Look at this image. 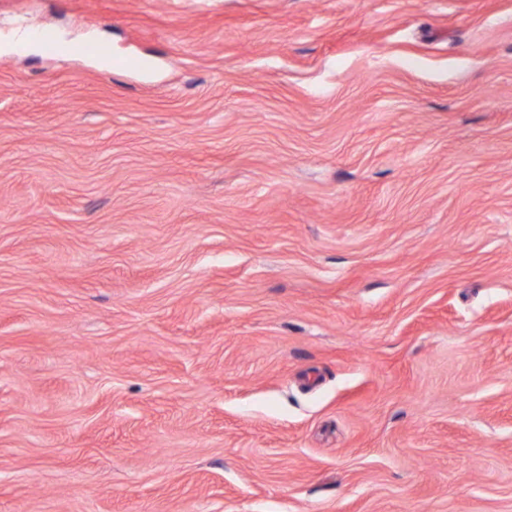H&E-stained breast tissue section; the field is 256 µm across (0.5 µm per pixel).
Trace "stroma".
Instances as JSON below:
<instances>
[{
  "mask_svg": "<svg viewBox=\"0 0 512 512\" xmlns=\"http://www.w3.org/2000/svg\"><path fill=\"white\" fill-rule=\"evenodd\" d=\"M0 512H512V0H0Z\"/></svg>",
  "mask_w": 512,
  "mask_h": 512,
  "instance_id": "obj_1",
  "label": "stroma"
}]
</instances>
